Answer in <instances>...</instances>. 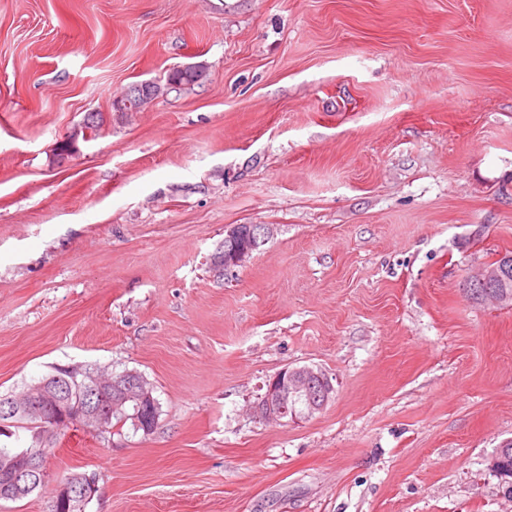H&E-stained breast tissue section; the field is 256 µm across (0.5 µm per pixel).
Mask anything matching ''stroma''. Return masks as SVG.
Instances as JSON below:
<instances>
[{
    "mask_svg": "<svg viewBox=\"0 0 512 512\" xmlns=\"http://www.w3.org/2000/svg\"><path fill=\"white\" fill-rule=\"evenodd\" d=\"M193 62V93L113 111ZM235 224L276 231L220 277ZM508 250L512 0H0V394L95 364L161 406L62 430L0 512L74 471L85 512H512V309L463 287ZM287 366L331 400L256 417ZM157 84L158 81L145 80L133 85L122 96L112 101L113 110L116 112H133L134 109H131V103L134 101L138 104L137 109H144L157 100V98H152L150 95V90L155 88ZM133 92H139L141 95H132Z\"/></svg>",
    "mask_w": 512,
    "mask_h": 512,
    "instance_id": "1",
    "label": "stroma"
}]
</instances>
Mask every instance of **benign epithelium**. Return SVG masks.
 Segmentation results:
<instances>
[{"mask_svg": "<svg viewBox=\"0 0 512 512\" xmlns=\"http://www.w3.org/2000/svg\"><path fill=\"white\" fill-rule=\"evenodd\" d=\"M155 80H145L133 85L122 96L112 101L116 112L131 111L137 102L142 110L155 102L150 90ZM274 236L271 224H240L230 227L224 242L214 257V267L221 274L242 266L260 246ZM512 268V255H500L489 262L483 271L467 281L479 287L478 300L491 301L512 307L508 272ZM69 376L81 391V401L73 402L68 394L69 385L50 380L37 382L19 397L0 399V416L37 413L43 420V431L37 438L46 442L72 421L80 422L96 433L112 431V416L129 415L135 423L152 427L154 418L153 386L134 372L123 375L91 372L79 366L67 367ZM334 386L322 371L309 366L285 367L269 378L266 390L255 406V413L268 420L296 421L321 411L331 400ZM487 469L503 476L512 470V458L498 450L487 458ZM43 463L30 448H10L0 453V496L22 497L39 482L44 473ZM97 479L86 472H75L59 486L54 504L64 502L65 512H85L86 505L94 498Z\"/></svg>", "mask_w": 512, "mask_h": 512, "instance_id": "7a95c632", "label": "benign epithelium"}]
</instances>
